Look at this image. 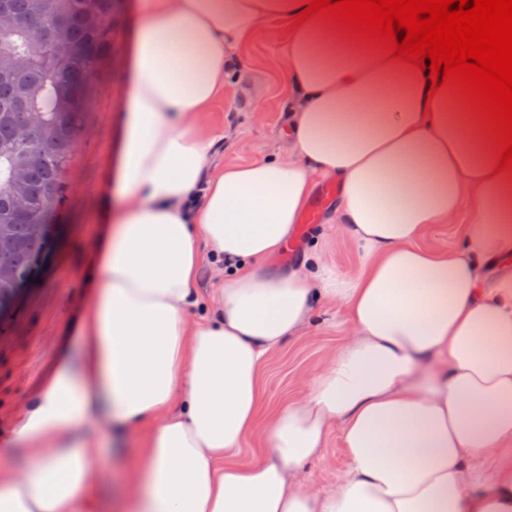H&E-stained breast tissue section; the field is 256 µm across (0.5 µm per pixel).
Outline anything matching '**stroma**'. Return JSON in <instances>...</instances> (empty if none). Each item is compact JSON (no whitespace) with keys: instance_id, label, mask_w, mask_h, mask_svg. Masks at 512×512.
I'll use <instances>...</instances> for the list:
<instances>
[{"instance_id":"obj_1","label":"stroma","mask_w":512,"mask_h":512,"mask_svg":"<svg viewBox=\"0 0 512 512\" xmlns=\"http://www.w3.org/2000/svg\"><path fill=\"white\" fill-rule=\"evenodd\" d=\"M140 3L114 0L83 126L63 173L66 197L52 215L58 235L35 281L18 292L10 307L0 310V432L9 413L39 385L56 353L70 347L66 327L77 319L88 295L84 272L112 191V147L126 73L123 44L134 32ZM287 39V22L268 19L261 24L260 37L241 48L244 70L239 79L225 86L223 99L208 114L209 124L224 131L219 163L256 160L278 147L285 123L282 107L287 89L281 60ZM335 200V186L319 183L308 207L317 213V222L296 233L275 258V266L296 262L322 229L321 217ZM345 332L341 315L325 308L302 335L286 340L261 370L265 410L283 408L304 392L318 363ZM346 464L338 437H330L321 456L300 470L299 483L307 489L323 488L327 480L342 474Z\"/></svg>"}]
</instances>
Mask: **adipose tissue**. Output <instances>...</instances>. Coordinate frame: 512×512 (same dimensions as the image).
I'll use <instances>...</instances> for the list:
<instances>
[{"mask_svg":"<svg viewBox=\"0 0 512 512\" xmlns=\"http://www.w3.org/2000/svg\"><path fill=\"white\" fill-rule=\"evenodd\" d=\"M301 9L144 0L114 142L123 203L107 212L74 346L0 436V456L25 460L0 469V512H103L91 467L130 444L114 512H512V172H497L478 115L312 20L288 33L277 150L213 164L224 133L206 114L241 47ZM324 180L338 189L324 222L359 274L334 272L326 235L270 267ZM465 209L459 248L422 245ZM206 265L216 287L196 320ZM321 303L343 310L347 337L303 397L261 418L264 362ZM333 432L345 472L301 487Z\"/></svg>","mask_w":512,"mask_h":512,"instance_id":"ef3b65f1","label":"adipose tissue"}]
</instances>
